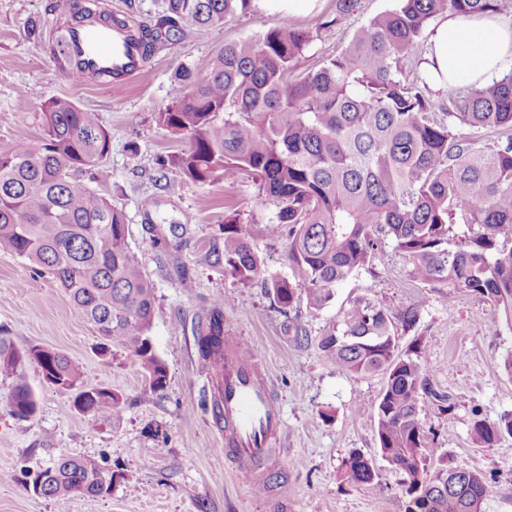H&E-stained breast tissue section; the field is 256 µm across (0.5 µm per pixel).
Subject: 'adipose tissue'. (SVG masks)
Masks as SVG:
<instances>
[{"label": "adipose tissue", "instance_id": "obj_1", "mask_svg": "<svg viewBox=\"0 0 512 512\" xmlns=\"http://www.w3.org/2000/svg\"><path fill=\"white\" fill-rule=\"evenodd\" d=\"M424 67L437 90L480 86L512 65V23L497 15L445 16L430 37Z\"/></svg>", "mask_w": 512, "mask_h": 512}]
</instances>
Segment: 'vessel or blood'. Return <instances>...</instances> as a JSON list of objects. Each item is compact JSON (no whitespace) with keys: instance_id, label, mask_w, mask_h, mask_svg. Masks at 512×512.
Masks as SVG:
<instances>
[{"instance_id":"b4317fda","label":"vessel or blood","mask_w":512,"mask_h":512,"mask_svg":"<svg viewBox=\"0 0 512 512\" xmlns=\"http://www.w3.org/2000/svg\"><path fill=\"white\" fill-rule=\"evenodd\" d=\"M64 53L67 71L106 70L124 77L140 70V47L126 31L83 24L73 29ZM208 401L215 427L224 437V454L237 474L261 488L284 461L288 423L262 355L242 339L224 338L222 356L205 360Z\"/></svg>"}]
</instances>
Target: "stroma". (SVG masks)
<instances>
[{
    "label": "stroma",
    "instance_id": "35a3bbf8",
    "mask_svg": "<svg viewBox=\"0 0 512 512\" xmlns=\"http://www.w3.org/2000/svg\"><path fill=\"white\" fill-rule=\"evenodd\" d=\"M49 1L0 0V153L41 139L42 105L49 98L97 113L110 146L94 169L93 186L123 212L131 250L153 285L152 343L167 378L164 389L152 388L136 358L121 349L111 367H101L94 326L64 300L56 282L0 252V336L21 350L38 345L67 355L89 385L112 390L125 403L119 416L94 420L74 407L73 393L48 384L30 366L26 379L37 409L24 419L11 411L13 380L0 376V512H403L402 477L381 458L374 427L383 376H349L319 349L321 336L358 297L418 308L417 324L398 334L401 349L421 347V365L431 372L430 392L420 403L426 441L448 464L492 479L495 495L486 512H512V438L492 448L470 439L475 417L512 413V377L501 367L503 354L512 350V329L500 308L468 292L443 304L438 292L410 277L406 257L389 243L380 245L372 265L337 286L324 309L310 310L302 296L280 308L262 282L294 276L286 233L254 242L261 271L252 285L239 284L215 261L224 250L226 221L245 225L271 216L272 207L257 202L255 185L242 182L230 194L223 184L197 183L160 167L189 148L187 139L154 120L169 101L178 69L203 72L225 43L257 35L285 17L311 32L309 62L317 65L398 0H359L357 10L342 18L335 15V0H300L292 12L280 0H255L249 14L205 28L186 26L135 78L109 84L55 78L47 40L28 35L32 23L48 32L67 15L65 0H53L52 13ZM147 197L157 202L149 212L141 208ZM155 237L161 246L152 245ZM216 305L225 330L265 354L288 421V457L274 472L269 494L237 477L208 412L195 326ZM354 452L373 462L378 475L371 484L342 479L341 464ZM62 455L97 459L123 477L110 495L76 498L63 507L23 486L24 473Z\"/></svg>",
    "mask_w": 512,
    "mask_h": 512
}]
</instances>
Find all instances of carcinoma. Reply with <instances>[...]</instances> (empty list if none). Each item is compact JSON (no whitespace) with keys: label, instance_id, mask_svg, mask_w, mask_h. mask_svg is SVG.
I'll return each instance as SVG.
<instances>
[{"label":"carcinoma","instance_id":"carcinoma-1","mask_svg":"<svg viewBox=\"0 0 512 512\" xmlns=\"http://www.w3.org/2000/svg\"><path fill=\"white\" fill-rule=\"evenodd\" d=\"M148 20L118 16L101 0L57 23L97 19L137 35L146 64L158 48L183 35L188 24L205 26L247 13L252 0H161ZM505 0H400L358 29L336 56L306 63L312 36L284 19L259 34L224 45L201 75L178 72L157 125L190 140L171 160L196 182L248 178L257 200L273 216L248 226L224 225V271L251 284L260 271L253 249L276 225H288V263L297 279L273 278L267 293L282 308L297 293L312 310L335 297L336 286L372 263L378 242L395 244L413 279L477 294L504 309L512 329V135L475 148L458 127L512 129V67L482 87L425 94L419 69L404 65L430 25L451 14L463 18L502 11ZM44 136L0 153V251L49 274L65 300L96 328L101 364L120 346L138 360L155 389L164 387L165 362L150 332L155 309L152 284L129 246L124 214L81 176L107 154L109 134L97 114L67 99L44 104ZM478 227L468 241H454L453 225ZM418 310H393L368 298L353 300L341 321L319 341L323 356L352 376L380 373L385 385L374 419L379 453L404 476V512H484L494 494L481 473L439 462L429 468L419 404L428 373L421 351L399 350L398 326L412 327ZM201 358L219 351L224 315L215 304L198 323ZM29 364L48 367L49 382L78 390L73 404L95 419L119 415L122 399L103 387H87L85 372L65 354L40 346L23 351L0 338V375L15 382L12 412L28 418L36 402L25 379ZM512 437V414L476 418L473 443L492 448ZM105 469L93 458L62 456L45 469L44 497L64 505L98 497ZM342 476L369 484L370 461L353 452Z\"/></svg>","mask_w":512,"mask_h":512}]
</instances>
